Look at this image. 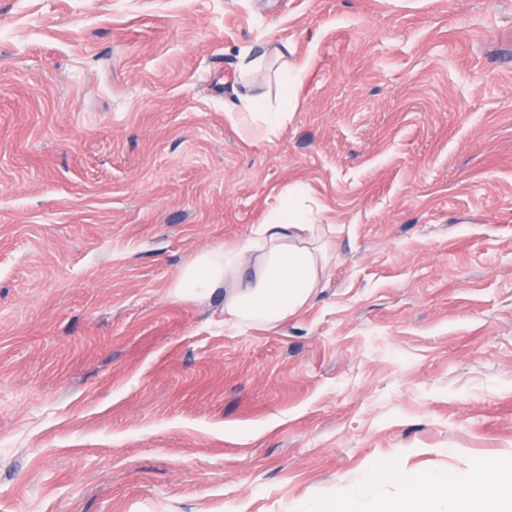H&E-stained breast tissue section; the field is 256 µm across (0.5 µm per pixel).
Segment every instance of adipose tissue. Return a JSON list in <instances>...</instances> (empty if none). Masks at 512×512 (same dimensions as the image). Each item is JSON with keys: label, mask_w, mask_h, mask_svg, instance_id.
Instances as JSON below:
<instances>
[{"label": "adipose tissue", "mask_w": 512, "mask_h": 512, "mask_svg": "<svg viewBox=\"0 0 512 512\" xmlns=\"http://www.w3.org/2000/svg\"><path fill=\"white\" fill-rule=\"evenodd\" d=\"M322 237V225L298 200L277 205L248 239L196 254L174 281L171 297L195 301L220 292L226 325L277 328L311 300L329 272ZM450 492L457 512H512V468L466 478L444 473L390 504L388 512H428L431 501Z\"/></svg>", "instance_id": "adipose-tissue-1"}]
</instances>
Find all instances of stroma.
I'll use <instances>...</instances> for the list:
<instances>
[{
    "label": "stroma",
    "mask_w": 512,
    "mask_h": 512,
    "mask_svg": "<svg viewBox=\"0 0 512 512\" xmlns=\"http://www.w3.org/2000/svg\"><path fill=\"white\" fill-rule=\"evenodd\" d=\"M297 184L309 304L171 299ZM511 463L512 0H0V512H378Z\"/></svg>",
    "instance_id": "stroma-1"
}]
</instances>
